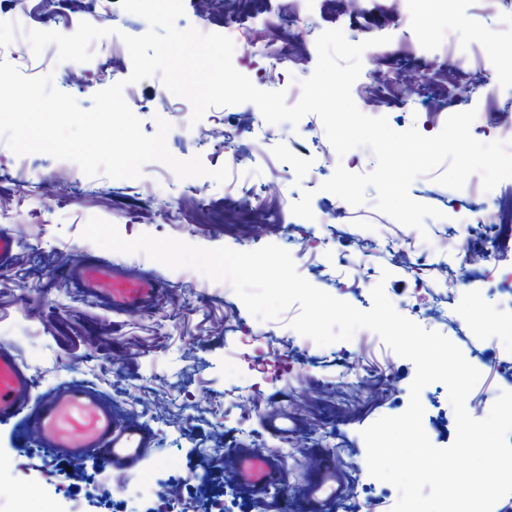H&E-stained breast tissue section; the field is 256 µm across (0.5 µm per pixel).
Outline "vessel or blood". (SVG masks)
<instances>
[{
  "instance_id": "1",
  "label": "vessel or blood",
  "mask_w": 512,
  "mask_h": 512,
  "mask_svg": "<svg viewBox=\"0 0 512 512\" xmlns=\"http://www.w3.org/2000/svg\"><path fill=\"white\" fill-rule=\"evenodd\" d=\"M68 280L83 297L116 316L152 311L163 295L159 280L95 256L73 266ZM19 418L55 456L78 464L93 454L118 473L141 471L153 443L146 426L119 418L85 385L69 383L33 398L27 368L11 348L0 346V422ZM233 459L243 487L259 493L275 487L280 469L277 457L239 448ZM339 492L336 465L324 459L302 482L297 508L299 512H327Z\"/></svg>"
}]
</instances>
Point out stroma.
<instances>
[{
    "label": "stroma",
    "mask_w": 512,
    "mask_h": 512,
    "mask_svg": "<svg viewBox=\"0 0 512 512\" xmlns=\"http://www.w3.org/2000/svg\"><path fill=\"white\" fill-rule=\"evenodd\" d=\"M223 22L198 0H184L178 28L220 33L243 20L234 35L233 64L265 91L300 95L301 80L317 63V37L342 30L352 43L385 36L368 48L352 86L361 112L387 117L397 131L440 132L446 119L476 109L471 126L479 141H512V0H223ZM58 0H43L18 19L15 0H0V42L26 31H50ZM299 17L294 28L277 16ZM94 57L63 70L50 51L14 60L28 77L52 75L54 86L90 107L93 94L125 81L123 96L154 134L157 118L172 125L167 144L181 160L200 156L210 169L238 159L234 179H181L160 162L137 179L86 176L76 163L44 153L15 155L0 138V229L17 243L12 267L0 270V345L27 367L34 395L77 382L94 388L153 435L146 467L119 474L90 457L72 466L47 460L20 428L0 425V512H289L309 471L304 454L334 456L343 492L331 512H382L397 489L370 476L362 430L383 416L403 413L414 364L374 332L317 345L291 328L298 307L280 319L253 317L228 282L192 268L171 269L141 253L98 247L81 232L90 217L114 223L132 239L148 233L216 248L251 251L273 243L290 252L298 272L317 288L360 310L383 284L395 309L455 343L481 378L466 398L468 413L485 418L500 392L512 391V228L495 246L478 230L462 234L459 218L476 219L496 202L512 201V179L484 191L479 175L454 190L422 176L410 195L443 216L414 235L418 260L402 261L407 228L373 202L344 207L322 191L336 167L365 173L375 166L366 147L337 155L321 119L298 125L267 123L260 110L238 104L209 109L191 123L190 103L160 89L159 78L128 83L129 52L93 44ZM111 57L104 77L99 60ZM229 137H206L213 124ZM287 203L284 223L261 224L259 213ZM367 245L364 269L341 257L353 240ZM495 249L496 263L485 255ZM93 254L135 267L164 285L154 310L123 317L85 300L66 274ZM423 426L437 447L456 434L447 388L434 382L421 392ZM288 418L287 435L266 421ZM253 448L279 458L280 477L268 495L242 488L231 451ZM148 481L152 497L129 501V484Z\"/></svg>",
    "instance_id": "obj_1"
}]
</instances>
